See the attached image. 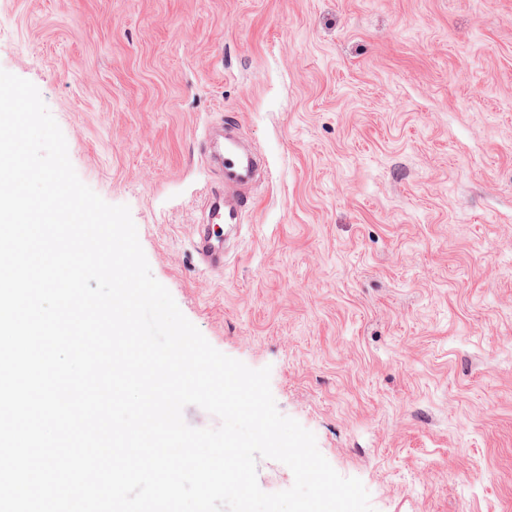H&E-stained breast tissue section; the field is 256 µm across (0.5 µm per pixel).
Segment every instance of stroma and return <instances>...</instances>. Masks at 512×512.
Returning <instances> with one entry per match:
<instances>
[{
    "label": "stroma",
    "mask_w": 512,
    "mask_h": 512,
    "mask_svg": "<svg viewBox=\"0 0 512 512\" xmlns=\"http://www.w3.org/2000/svg\"><path fill=\"white\" fill-rule=\"evenodd\" d=\"M0 69L375 512H512V0H0ZM227 123L264 177L218 273Z\"/></svg>",
    "instance_id": "stroma-1"
}]
</instances>
